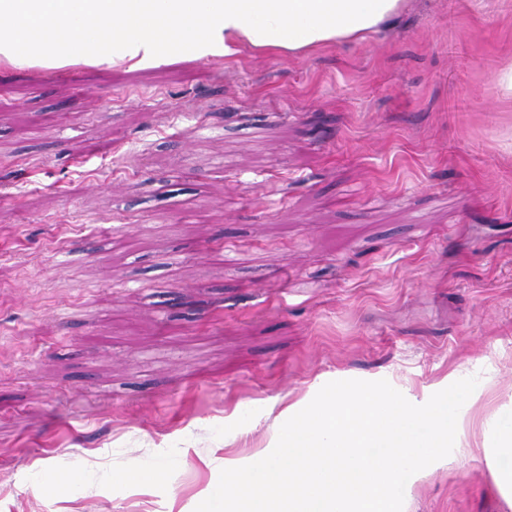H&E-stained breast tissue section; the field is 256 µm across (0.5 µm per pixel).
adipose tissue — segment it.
Segmentation results:
<instances>
[{
    "label": "adipose tissue",
    "instance_id": "1",
    "mask_svg": "<svg viewBox=\"0 0 512 512\" xmlns=\"http://www.w3.org/2000/svg\"><path fill=\"white\" fill-rule=\"evenodd\" d=\"M411 0H0V65L125 67L280 56L367 42L399 28ZM512 495V414L483 442Z\"/></svg>",
    "mask_w": 512,
    "mask_h": 512
}]
</instances>
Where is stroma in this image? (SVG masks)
<instances>
[{"label": "stroma", "mask_w": 512, "mask_h": 512, "mask_svg": "<svg viewBox=\"0 0 512 512\" xmlns=\"http://www.w3.org/2000/svg\"><path fill=\"white\" fill-rule=\"evenodd\" d=\"M512 0L313 56L0 68V512H194L279 400L478 377L403 512H512ZM180 467L127 483L159 457ZM105 466L73 501L43 487ZM486 454L494 458L496 485L503 497L512 492V413L499 417L489 436L483 442Z\"/></svg>", "instance_id": "35a3bbf8"}]
</instances>
